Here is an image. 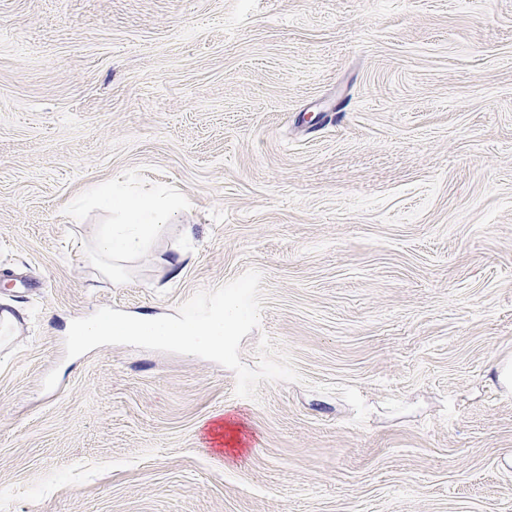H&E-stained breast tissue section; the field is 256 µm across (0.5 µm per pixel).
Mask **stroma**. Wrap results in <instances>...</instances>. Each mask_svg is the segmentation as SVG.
<instances>
[{"instance_id": "35a3bbf8", "label": "stroma", "mask_w": 512, "mask_h": 512, "mask_svg": "<svg viewBox=\"0 0 512 512\" xmlns=\"http://www.w3.org/2000/svg\"><path fill=\"white\" fill-rule=\"evenodd\" d=\"M130 176L188 205L116 282L70 213ZM249 269L301 381L64 355ZM2 311L8 512H512V0H0Z\"/></svg>"}]
</instances>
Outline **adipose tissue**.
Listing matches in <instances>:
<instances>
[{
    "mask_svg": "<svg viewBox=\"0 0 512 512\" xmlns=\"http://www.w3.org/2000/svg\"><path fill=\"white\" fill-rule=\"evenodd\" d=\"M90 196L96 206L113 215L111 224L103 229L97 242L96 254L105 262L142 252L157 230L169 223L182 206L164 186L136 194L119 180L95 184Z\"/></svg>",
    "mask_w": 512,
    "mask_h": 512,
    "instance_id": "adipose-tissue-1",
    "label": "adipose tissue"
}]
</instances>
